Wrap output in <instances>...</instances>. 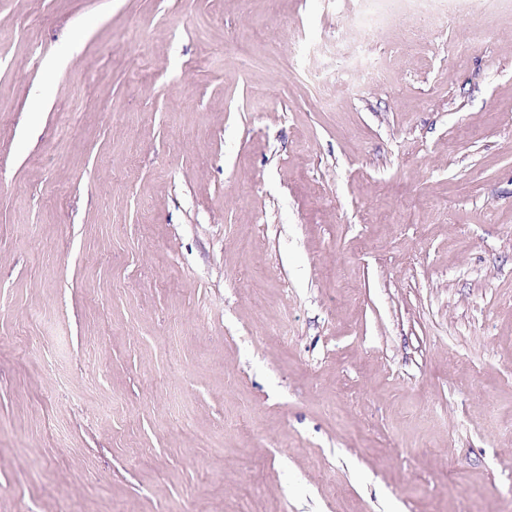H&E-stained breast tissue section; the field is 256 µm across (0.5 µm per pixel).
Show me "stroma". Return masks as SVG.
<instances>
[{"mask_svg": "<svg viewBox=\"0 0 512 512\" xmlns=\"http://www.w3.org/2000/svg\"><path fill=\"white\" fill-rule=\"evenodd\" d=\"M355 3L0 0V512H512V0Z\"/></svg>", "mask_w": 512, "mask_h": 512, "instance_id": "35a3bbf8", "label": "stroma"}]
</instances>
